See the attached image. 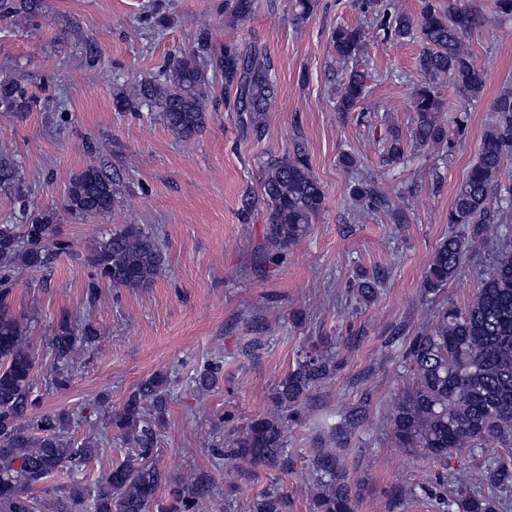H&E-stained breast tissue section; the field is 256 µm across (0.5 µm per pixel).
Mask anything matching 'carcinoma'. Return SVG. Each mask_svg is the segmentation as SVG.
Listing matches in <instances>:
<instances>
[{
  "instance_id": "1",
  "label": "carcinoma",
  "mask_w": 512,
  "mask_h": 512,
  "mask_svg": "<svg viewBox=\"0 0 512 512\" xmlns=\"http://www.w3.org/2000/svg\"><path fill=\"white\" fill-rule=\"evenodd\" d=\"M318 0H294L298 20L309 18ZM360 13L372 20L383 41L401 44L416 41L423 46L418 59L425 82L411 96L415 112L410 148L391 133L374 140L383 163L404 160L407 151L453 152L465 130L463 111L445 108L439 88L451 84L465 101L481 96L486 86L484 70L474 65L466 36L482 26L483 14L464 0H422L419 14L400 12L394 0H357ZM253 0H227L226 20L235 25L253 13ZM44 0H0V20L15 26L38 25ZM330 41L336 59L346 66L336 90L335 111L372 112L371 88L365 76L351 67L365 50L364 27L339 25ZM209 44L200 39L195 50L173 57L155 76L116 93L117 112L158 113L178 138L189 140L207 123L208 78L204 58ZM225 92H235V109L243 129L257 137L265 132V116L276 93L267 53L257 46L241 50L224 46L218 61ZM40 100L21 83L0 81V112H32ZM491 111L495 120L485 129L476 161L456 190L448 212L452 230L437 246L423 279L425 295L435 294L455 278L468 254L488 241L487 229L512 213V88L502 90ZM0 190L13 197L27 214L23 235L12 224H0V286L8 287L16 267L42 269L50 265L53 250L69 244L53 239L55 211L35 209L34 199L19 169L7 155L0 156ZM121 194L120 182L94 163L70 180L63 201L73 217L108 213ZM266 208V242L285 250L307 232L323 210L321 183L311 172L304 148L266 163L262 182ZM362 213L383 210L401 221V212L378 192L373 182L360 178L349 191ZM91 264L99 278L87 287L88 303L99 298V288H147L162 270L164 255L156 235L130 225L97 241ZM96 336L88 326L74 330L61 324L51 337L54 357L53 384L67 386L69 369ZM410 383L398 395L391 419V434L400 448L427 455L440 462L454 451L501 449L489 468L451 471L443 490L435 497V512H497L483 498L464 503L450 491L455 485L512 488V250L501 249L489 265L481 287L460 308L443 304L415 336L406 353ZM340 362L317 349L301 352L272 395L273 412L253 420L229 440L222 450L224 461L248 464L242 473L263 466L286 473L293 465L288 450V430L304 421L301 405L315 387L336 376ZM37 357L26 341L18 320L0 301V512H42L44 504L34 495L47 478L64 468L78 469L93 460L98 444L76 443L64 438L72 415L60 412L37 421L28 418L33 398ZM223 362L216 357L197 373L195 383L207 391L221 377ZM170 395L168 379L152 376L141 382L123 407L114 412L106 398L94 411L106 416L129 445L123 460L112 465L106 477L91 489L74 488L60 512H151L158 506L161 475L152 466V413H162ZM316 484L310 502L312 512H355L356 498L339 464L337 450L319 448L308 459ZM202 478H182L170 490L171 501L163 512H202ZM288 495L278 486L255 497L249 512H285Z\"/></svg>"
}]
</instances>
